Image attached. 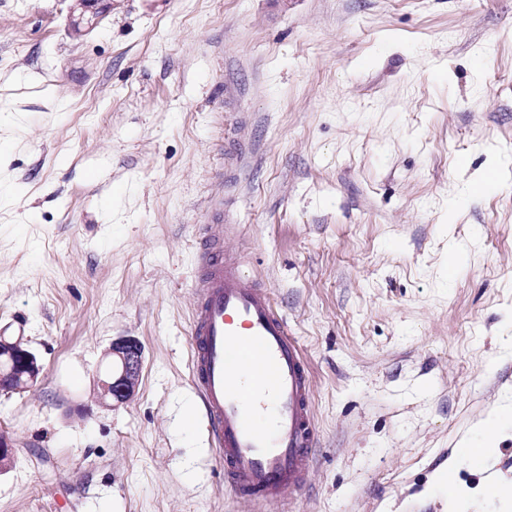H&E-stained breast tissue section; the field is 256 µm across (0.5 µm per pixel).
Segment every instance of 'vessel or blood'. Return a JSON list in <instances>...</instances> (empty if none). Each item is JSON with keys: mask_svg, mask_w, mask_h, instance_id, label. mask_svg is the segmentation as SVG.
<instances>
[{"mask_svg": "<svg viewBox=\"0 0 512 512\" xmlns=\"http://www.w3.org/2000/svg\"><path fill=\"white\" fill-rule=\"evenodd\" d=\"M209 224L198 249L189 347L224 482L256 504L295 496L313 466L317 429L308 363L265 288L218 247Z\"/></svg>", "mask_w": 512, "mask_h": 512, "instance_id": "b4317fda", "label": "vessel or blood"}]
</instances>
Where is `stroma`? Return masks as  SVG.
Masks as SVG:
<instances>
[{
	"label": "stroma",
	"mask_w": 512,
	"mask_h": 512,
	"mask_svg": "<svg viewBox=\"0 0 512 512\" xmlns=\"http://www.w3.org/2000/svg\"><path fill=\"white\" fill-rule=\"evenodd\" d=\"M68 6L0 0V329L43 365L0 391V512H512L485 491L512 488V427H487L512 404V0H112L80 35ZM218 208L309 365L289 504L225 488L191 382ZM121 336L144 364L108 409ZM142 363L139 340L124 336L112 341L105 354L106 370L97 377L99 403L103 407H118L134 395ZM458 456L464 459L473 470L487 469L489 451L481 444L473 445L468 441L461 442L458 447Z\"/></svg>",
	"instance_id": "obj_1"
}]
</instances>
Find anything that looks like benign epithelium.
<instances>
[{
	"mask_svg": "<svg viewBox=\"0 0 512 512\" xmlns=\"http://www.w3.org/2000/svg\"><path fill=\"white\" fill-rule=\"evenodd\" d=\"M72 29L76 34L93 27L112 0H71ZM143 363V347L134 337H119L112 341L105 354L106 370L97 377L99 403L115 408L126 403L135 393ZM42 365L38 356L20 335L0 331V390L21 392L34 387L40 379ZM12 440L0 433V474L13 460Z\"/></svg>",
	"mask_w": 512,
	"mask_h": 512,
	"instance_id": "7a95c632",
	"label": "benign epithelium"
}]
</instances>
